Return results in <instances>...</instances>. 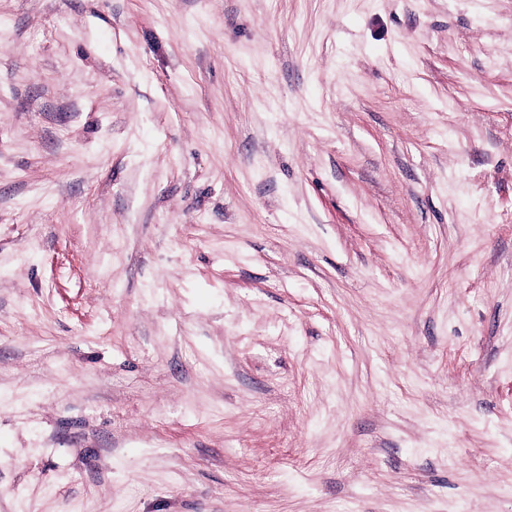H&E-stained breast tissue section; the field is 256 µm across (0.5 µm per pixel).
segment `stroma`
I'll list each match as a JSON object with an SVG mask.
<instances>
[{"label":"stroma","mask_w":512,"mask_h":512,"mask_svg":"<svg viewBox=\"0 0 512 512\" xmlns=\"http://www.w3.org/2000/svg\"><path fill=\"white\" fill-rule=\"evenodd\" d=\"M0 512H512V0H0Z\"/></svg>","instance_id":"1"}]
</instances>
